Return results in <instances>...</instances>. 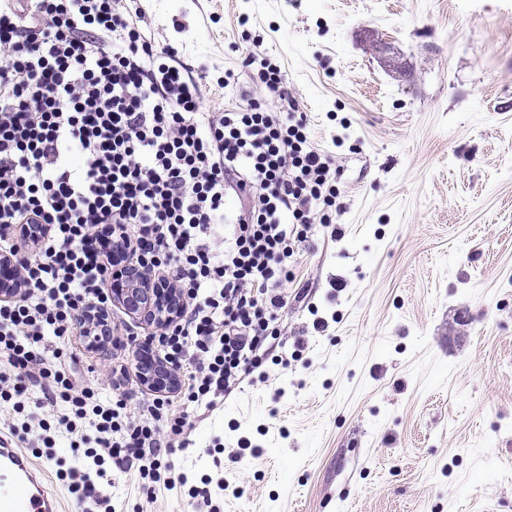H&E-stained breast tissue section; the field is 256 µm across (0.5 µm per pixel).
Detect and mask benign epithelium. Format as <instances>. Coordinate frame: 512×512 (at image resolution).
Here are the masks:
<instances>
[{
    "instance_id": "1",
    "label": "benign epithelium",
    "mask_w": 512,
    "mask_h": 512,
    "mask_svg": "<svg viewBox=\"0 0 512 512\" xmlns=\"http://www.w3.org/2000/svg\"><path fill=\"white\" fill-rule=\"evenodd\" d=\"M19 280L16 265L12 257H0V297L18 288ZM112 303L121 305L125 311L137 318L166 323L177 317L183 305L176 289L153 277H146L144 272L132 262L123 266L110 289ZM142 387L152 394L164 393L175 384V374L163 370L155 364L147 367L141 374Z\"/></svg>"
}]
</instances>
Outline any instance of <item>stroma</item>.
<instances>
[{
    "label": "stroma",
    "mask_w": 512,
    "mask_h": 512,
    "mask_svg": "<svg viewBox=\"0 0 512 512\" xmlns=\"http://www.w3.org/2000/svg\"><path fill=\"white\" fill-rule=\"evenodd\" d=\"M159 40L233 71L262 40L344 171L340 236L295 257L283 346L170 456L223 512H512V0H146ZM344 281L332 292V280ZM329 318L325 332L314 315ZM304 350L276 365L284 346ZM67 349L112 382L132 351ZM248 437L259 456L237 455ZM112 512H207L115 473Z\"/></svg>",
    "instance_id": "obj_1"
}]
</instances>
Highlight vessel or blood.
Here are the masks:
<instances>
[{
	"mask_svg": "<svg viewBox=\"0 0 512 512\" xmlns=\"http://www.w3.org/2000/svg\"><path fill=\"white\" fill-rule=\"evenodd\" d=\"M0 512H63L44 470L5 435L0 436Z\"/></svg>",
	"mask_w": 512,
	"mask_h": 512,
	"instance_id": "vessel-or-blood-1",
	"label": "vessel or blood"
}]
</instances>
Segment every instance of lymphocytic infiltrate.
Instances as JSON below:
<instances>
[{
  "label": "lymphocytic infiltrate",
  "mask_w": 512,
  "mask_h": 512,
  "mask_svg": "<svg viewBox=\"0 0 512 512\" xmlns=\"http://www.w3.org/2000/svg\"><path fill=\"white\" fill-rule=\"evenodd\" d=\"M243 64L260 95L206 112L207 86L233 72L210 77L156 40L141 0H0V253L22 284L0 299V401L10 435L37 432L79 512H112L108 462L149 494L184 488L208 504L227 490L189 486L167 459L259 368L292 258L342 209L343 173L314 146L281 66L257 48ZM115 237L185 297L142 351L175 372V395L107 399L67 359L66 337L109 304ZM58 404L56 423L40 418ZM61 431L79 436L84 467L57 457Z\"/></svg>",
  "instance_id": "lymphocytic-infiltrate-1"
}]
</instances>
